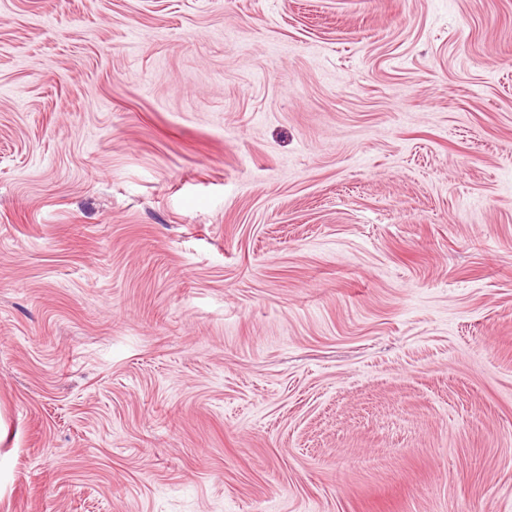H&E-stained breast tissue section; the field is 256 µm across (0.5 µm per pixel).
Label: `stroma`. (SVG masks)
<instances>
[{
    "label": "stroma",
    "instance_id": "obj_1",
    "mask_svg": "<svg viewBox=\"0 0 512 512\" xmlns=\"http://www.w3.org/2000/svg\"><path fill=\"white\" fill-rule=\"evenodd\" d=\"M0 512H512V0H0Z\"/></svg>",
    "mask_w": 512,
    "mask_h": 512
}]
</instances>
